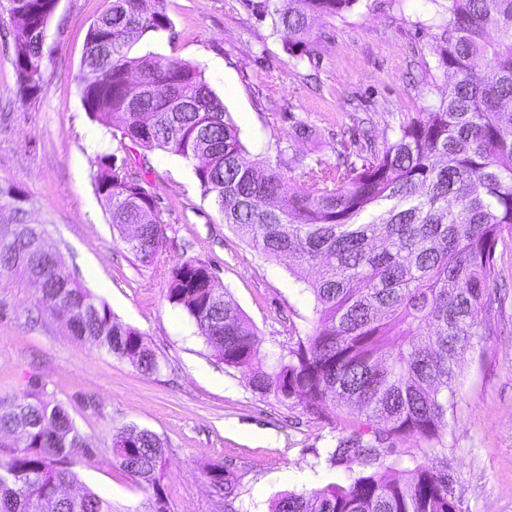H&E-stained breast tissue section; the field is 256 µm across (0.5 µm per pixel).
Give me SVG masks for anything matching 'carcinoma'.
Wrapping results in <instances>:
<instances>
[{"label":"carcinoma","instance_id":"carcinoma-1","mask_svg":"<svg viewBox=\"0 0 512 512\" xmlns=\"http://www.w3.org/2000/svg\"><path fill=\"white\" fill-rule=\"evenodd\" d=\"M58 0H0L15 15L14 66L22 97L41 89L42 34ZM165 0H110L88 32L82 68L91 79L81 99L95 120L143 150H163L193 164L203 195L222 221L260 256L288 269L317 268L305 281L313 326L289 337L277 354L260 337L210 264L190 258L172 268L167 300L194 320L212 356L245 367L250 387L313 415L348 407L363 418L337 439L329 461L350 465L343 484L308 494L285 492L271 512H462L445 468L399 469L381 461L382 445L413 440L444 446L457 409L461 366L475 343L495 334L497 247L512 239V0H448V20L428 26L436 69L450 76L435 102L407 116L381 144L338 141L335 159L299 160L288 175V147L244 159L246 147L224 100L197 67L142 44L172 33ZM363 0H259L257 14L291 55L321 56L319 18H345ZM176 99L191 107L172 111ZM143 164L97 157V192L112 227L142 263L164 240L155 195ZM11 227L0 230V276L18 268L40 284L38 310L78 341L159 372L155 351L138 329L117 321L108 304L62 271L45 228L30 224L14 187ZM87 447L59 402L44 388L0 398V512H112L77 483L71 455ZM164 443L125 425L112 435L115 463L154 491V512H169L155 473ZM358 469H353V466ZM210 483L224 492V512H237L236 484L221 462Z\"/></svg>","mask_w":512,"mask_h":512}]
</instances>
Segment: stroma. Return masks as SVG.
I'll list each match as a JSON object with an SVG mask.
<instances>
[{"label":"stroma","instance_id":"stroma-1","mask_svg":"<svg viewBox=\"0 0 512 512\" xmlns=\"http://www.w3.org/2000/svg\"><path fill=\"white\" fill-rule=\"evenodd\" d=\"M108 0H59L43 48L40 93L22 99L13 59V28L0 24V186L27 199L29 221L46 228L67 272L105 300L124 324L138 329L157 353L160 371L140 372L81 343L36 307V288L23 271L0 276V398L44 385L62 403L91 446L74 471L112 512H151L154 490L134 482L112 458L116 427L134 424L166 446L158 490L170 512H224L206 474L220 461L238 482L237 512H269L281 492L309 493L345 482V466L327 451L357 420L326 406L314 416L254 393L246 370L212 357L195 323L166 298L170 268L195 257L215 267L234 301L279 351L304 335L314 315L306 266L288 270L261 258L222 223L196 182L191 162L156 150L147 155V188L159 197L165 240L158 262L142 263L110 224L95 184L97 155L135 158L111 127L86 112L80 90L87 33ZM171 37L153 51L191 63L222 94L250 158L269 142L292 143V120L315 135L292 143L298 156L329 157L364 119L375 139L405 113L437 99L443 74L423 83L433 65L425 28L434 0H370L343 19H320L326 40L318 68L299 63L258 19L247 0H166ZM504 313L494 336L467 356L458 410L442 448L428 463L454 476L463 512H512V244L498 246Z\"/></svg>","mask_w":512,"mask_h":512}]
</instances>
